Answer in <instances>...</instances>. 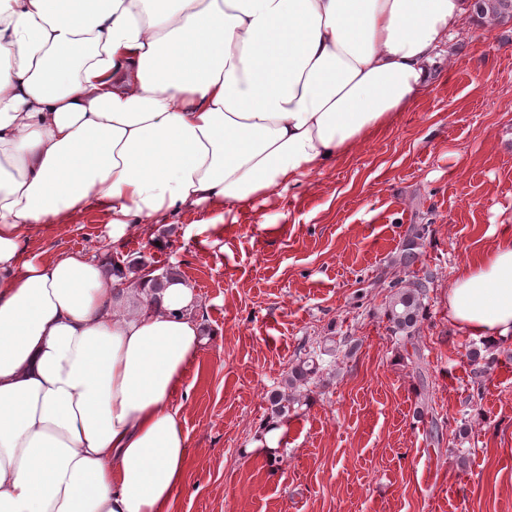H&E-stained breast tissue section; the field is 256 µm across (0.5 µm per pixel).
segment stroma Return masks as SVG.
Returning <instances> with one entry per match:
<instances>
[{
	"label": "stroma",
	"mask_w": 512,
	"mask_h": 512,
	"mask_svg": "<svg viewBox=\"0 0 512 512\" xmlns=\"http://www.w3.org/2000/svg\"><path fill=\"white\" fill-rule=\"evenodd\" d=\"M159 217L113 240L90 209L25 256L64 249L178 267L205 342L175 396L188 437L175 512H512V342L483 377L448 317L456 269L512 217V21L466 17L414 106L302 185L247 207ZM430 233L399 263L411 225ZM161 247H154V240ZM433 271L416 377L385 316L391 279ZM269 454L272 391L306 339L340 341Z\"/></svg>",
	"instance_id": "35a3bbf8"
}]
</instances>
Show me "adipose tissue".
Listing matches in <instances>:
<instances>
[{
    "instance_id": "obj_1",
    "label": "adipose tissue",
    "mask_w": 512,
    "mask_h": 512,
    "mask_svg": "<svg viewBox=\"0 0 512 512\" xmlns=\"http://www.w3.org/2000/svg\"><path fill=\"white\" fill-rule=\"evenodd\" d=\"M470 0H0V512H173L176 392L203 339L192 286L107 275L47 222L158 216L301 185L390 126ZM448 315L512 339V226Z\"/></svg>"
}]
</instances>
